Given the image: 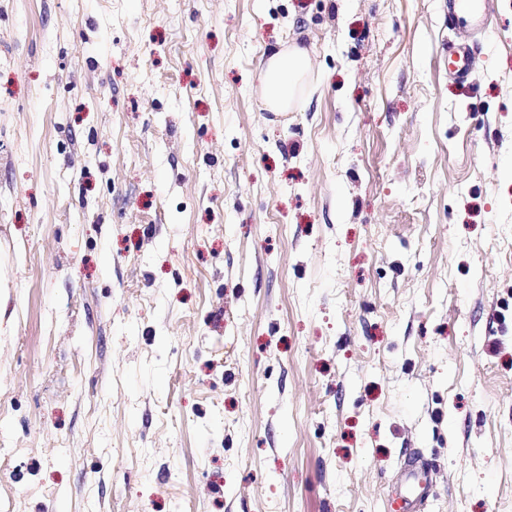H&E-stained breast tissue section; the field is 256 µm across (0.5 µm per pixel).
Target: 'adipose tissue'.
Masks as SVG:
<instances>
[{"label":"adipose tissue","mask_w":512,"mask_h":512,"mask_svg":"<svg viewBox=\"0 0 512 512\" xmlns=\"http://www.w3.org/2000/svg\"><path fill=\"white\" fill-rule=\"evenodd\" d=\"M309 70L310 58L303 48L293 45L272 53L260 75L261 94L267 110H290Z\"/></svg>","instance_id":"obj_1"}]
</instances>
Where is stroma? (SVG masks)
Segmentation results:
<instances>
[{
  "instance_id": "35a3bbf8",
  "label": "stroma",
  "mask_w": 512,
  "mask_h": 512,
  "mask_svg": "<svg viewBox=\"0 0 512 512\" xmlns=\"http://www.w3.org/2000/svg\"><path fill=\"white\" fill-rule=\"evenodd\" d=\"M0 0V504L512 512V0ZM283 44L311 69L262 107ZM309 70L310 58L303 48L293 45L272 53L260 75L261 94L267 110H290ZM404 493L397 495L400 508L406 512H419L420 506L434 493L433 480L427 466L411 464L403 473Z\"/></svg>"
}]
</instances>
